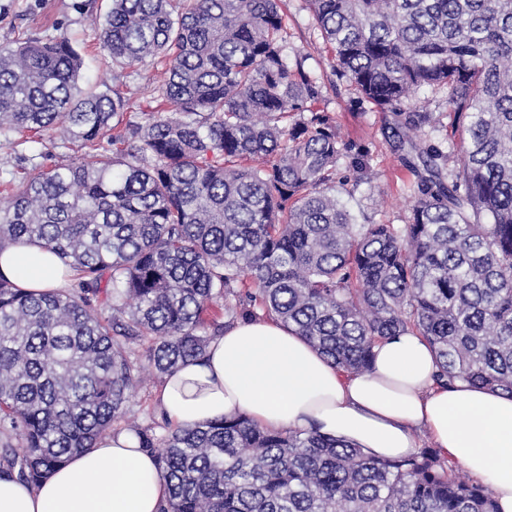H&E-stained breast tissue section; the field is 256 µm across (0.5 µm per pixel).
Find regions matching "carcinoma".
<instances>
[{"label": "carcinoma", "mask_w": 512, "mask_h": 512, "mask_svg": "<svg viewBox=\"0 0 512 512\" xmlns=\"http://www.w3.org/2000/svg\"><path fill=\"white\" fill-rule=\"evenodd\" d=\"M307 3L336 70L401 118L398 144L421 159L406 224L342 202L345 145L323 86L288 57L282 0H111L112 67L165 62L130 133L124 92L77 91L68 38L0 45V130L109 144L0 190V246L43 244L75 283L35 293L0 275V457L20 480L126 415L145 371L129 345L148 341L162 378L239 318L277 319L351 373L412 332L438 381L512 398V0ZM424 87L447 91L458 168L424 139L435 113L404 109ZM135 433L170 487L163 512H499L433 448L376 458L245 414Z\"/></svg>", "instance_id": "1"}]
</instances>
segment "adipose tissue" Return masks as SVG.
Wrapping results in <instances>:
<instances>
[{"instance_id": "1", "label": "adipose tissue", "mask_w": 512, "mask_h": 512, "mask_svg": "<svg viewBox=\"0 0 512 512\" xmlns=\"http://www.w3.org/2000/svg\"><path fill=\"white\" fill-rule=\"evenodd\" d=\"M0 276L28 291L70 282L38 243L0 247ZM374 354L371 370L348 373L280 322L241 321L165 376L157 400L177 427L244 413L264 428H313L378 458L409 456L426 434L512 512V399L436 384L434 354L413 333L380 342ZM168 498L156 456L129 430H106L37 485L0 474V512H162Z\"/></svg>"}]
</instances>
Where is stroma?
Returning a JSON list of instances; mask_svg holds the SVG:
<instances>
[{
    "mask_svg": "<svg viewBox=\"0 0 512 512\" xmlns=\"http://www.w3.org/2000/svg\"><path fill=\"white\" fill-rule=\"evenodd\" d=\"M108 7L109 0H0V44L26 36L68 37L84 59L77 82L79 90L86 93L121 88L130 99L125 120L140 123L144 120L142 109L154 95L162 67L157 60L150 59L123 72L113 69L111 59L98 48L99 27ZM284 9L288 52L305 56L306 69L325 85L324 106L334 117L347 145L336 170L337 180L355 187L353 195L345 199L347 206L355 214L367 215L379 224L406 223L414 178L389 139L396 116L380 111L339 76L306 0H286ZM416 98L439 116L436 131L430 134L433 143L450 151L451 165H459L463 139L448 113L445 91L423 88ZM79 160L60 131L40 133L27 143L0 131V182H19L39 170ZM159 386V380L150 379L138 388L130 399L127 415L116 421V428L151 426L156 432H165L169 424L156 403Z\"/></svg>",
    "mask_w": 512,
    "mask_h": 512,
    "instance_id": "35a3bbf8",
    "label": "stroma"
}]
</instances>
